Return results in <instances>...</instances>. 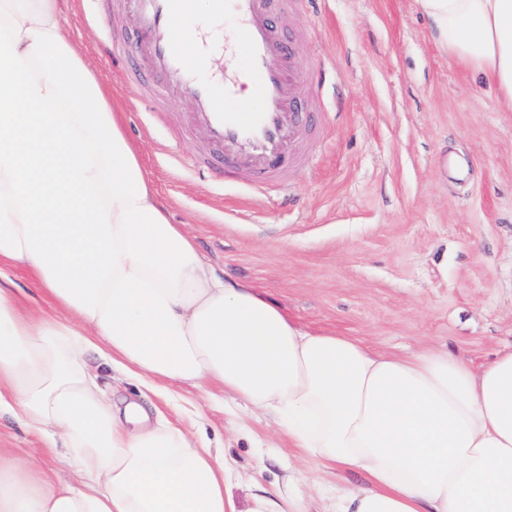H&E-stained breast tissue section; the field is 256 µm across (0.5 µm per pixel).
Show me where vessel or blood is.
I'll use <instances>...</instances> for the list:
<instances>
[{"label": "vessel or blood", "mask_w": 512, "mask_h": 512, "mask_svg": "<svg viewBox=\"0 0 512 512\" xmlns=\"http://www.w3.org/2000/svg\"><path fill=\"white\" fill-rule=\"evenodd\" d=\"M141 28L156 68L168 82L181 85L196 105L194 117L204 124L212 142L229 146L224 176L253 186L284 184L289 170L304 166L305 158L289 153L299 138L290 93L311 83L313 73L295 69L288 48L270 16V0H212L216 11L234 13L238 25L224 46V75L202 82L197 78L205 53L188 55L176 20L187 11V0H139ZM251 86L256 106L238 107V93Z\"/></svg>", "instance_id": "vessel-or-blood-1"}]
</instances>
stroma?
I'll return each mask as SVG.
<instances>
[{"mask_svg":"<svg viewBox=\"0 0 512 512\" xmlns=\"http://www.w3.org/2000/svg\"><path fill=\"white\" fill-rule=\"evenodd\" d=\"M66 26L83 59L124 112L146 175L217 267L262 288L297 322L378 351L448 349L480 366L512 346V112L435 42L415 0H300L282 27L303 68L315 160L288 189L254 191L196 165L206 134L185 135L194 103L177 88L161 103L129 79L114 50L135 51L129 0H74ZM89 365L105 397L141 402L152 421L224 436L239 504L283 483L296 459L271 421L233 411L222 389L172 394L130 383L99 358ZM359 475L308 468L299 491L327 512Z\"/></svg>","mask_w":512,"mask_h":512,"instance_id":"35a3bbf8","label":"stroma"}]
</instances>
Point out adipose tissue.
<instances>
[{
	"label": "adipose tissue",
	"mask_w": 512,
	"mask_h": 512,
	"mask_svg": "<svg viewBox=\"0 0 512 512\" xmlns=\"http://www.w3.org/2000/svg\"><path fill=\"white\" fill-rule=\"evenodd\" d=\"M440 47L512 111V0H417ZM68 0H0V416L73 461L71 481L0 450V512H304L239 505L203 438L97 391L95 355L169 392L216 383L329 473L334 512H512V349L481 367L306 328L219 273L145 177L123 116L70 41ZM43 307L22 309L10 269Z\"/></svg>",
	"instance_id": "ef3b65f1"
}]
</instances>
